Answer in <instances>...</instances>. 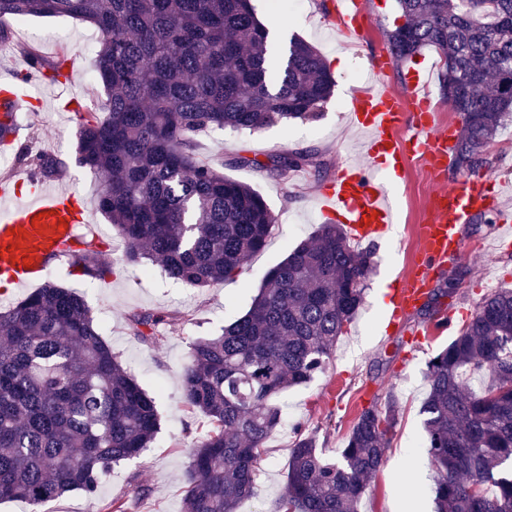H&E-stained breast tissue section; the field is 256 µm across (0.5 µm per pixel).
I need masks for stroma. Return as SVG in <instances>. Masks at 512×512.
I'll return each mask as SVG.
<instances>
[{"label": "stroma", "instance_id": "stroma-1", "mask_svg": "<svg viewBox=\"0 0 512 512\" xmlns=\"http://www.w3.org/2000/svg\"><path fill=\"white\" fill-rule=\"evenodd\" d=\"M364 2V36L352 41L336 31L331 20L333 0H308L306 10L291 17L275 12L270 0H253L259 19L275 38V49L283 50L294 35L313 44L333 66L336 88L315 121L275 124L254 133L214 131L201 137L200 157L258 190L280 217L265 248L249 257L241 272L207 288L187 287L157 268L145 275L138 269L122 267L124 245L98 208L95 177L74 161L77 125L72 113L65 111L56 84L44 81L32 89L35 109L20 114L17 141L32 151L47 150L65 160L54 182L83 198L89 211V228L102 240L104 259L113 268L105 278H85L72 275L64 259L52 265L48 278L86 300L124 367L156 395L161 418V429L147 455L113 469L111 477L102 483L97 501L74 491L44 505L43 512H95L97 503L120 496L126 497L128 512H182L190 446L184 430L199 423L198 417L183 411L180 405L191 344L220 333L224 325L247 311L266 271L320 226L322 218L315 197L323 185L345 165L364 160L361 144L366 134L347 124L351 79L357 71L369 68L375 55L385 50V30L400 22L395 0ZM26 26L19 42L36 46L49 59L62 44L58 34L66 35L64 44L73 62L69 91L83 106L97 107L105 94L89 78L94 71L93 56L81 50L85 41L98 39L95 27L67 17L40 16L29 18ZM340 56L347 59L341 68L336 65ZM284 149L315 153L318 163L303 168L299 181L261 168L267 155ZM242 156L252 158V165H238ZM397 175L400 184L393 197L395 230L391 236L372 243L373 266L359 313L341 336L325 371L310 383L283 394V424L269 441L270 453L259 466L257 494L243 501L239 512H268L283 493L295 424L318 430L324 453L333 458L343 447L358 412L373 403L384 405L391 395L400 403V418L389 433L385 463L371 479L360 512H435L423 452L420 406L426 390L427 362L448 344L452 334L438 331L435 318L418 307L399 324L388 325L382 306L376 302L383 277L396 282L414 268L419 227L426 221L432 190L430 175L420 162L402 166ZM510 286L512 248L476 250L449 260L446 269L433 274L430 288L437 298L432 305L443 315L452 316L458 327L489 289ZM144 311H179L183 317L162 324L165 340L153 346L134 338L129 330V315ZM138 486L147 489L145 498H134L133 490Z\"/></svg>", "mask_w": 512, "mask_h": 512}]
</instances>
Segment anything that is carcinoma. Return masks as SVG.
Wrapping results in <instances>:
<instances>
[{
	"mask_svg": "<svg viewBox=\"0 0 512 512\" xmlns=\"http://www.w3.org/2000/svg\"><path fill=\"white\" fill-rule=\"evenodd\" d=\"M403 22L385 31L395 64L425 50L440 59L439 93L462 118L456 170L490 166L485 148L512 120V0H397ZM64 16L93 25L96 81L105 99L76 112L75 158L100 184L98 206L123 239L122 262L159 265L191 288L233 277L262 250L274 224L265 198L199 157L197 137L312 121L335 81L322 55L295 38L278 69L251 0H0V20ZM51 83L67 78L68 52L52 60L16 45ZM43 178L63 161L16 153ZM316 164L307 151L267 156L280 175ZM70 266L108 273L85 236ZM372 252L326 223L265 274L248 310L196 340L181 404L205 419L185 431L184 512H237L254 495L260 462L283 424L279 397L326 369L363 303ZM165 316H130L134 336L157 344ZM487 369L472 390L467 374ZM420 412L434 472L436 512H512V288L480 299L448 346L427 363ZM395 397L360 410L334 459L317 432H297L286 491L272 512H359L397 423ZM160 430L156 397L123 367L85 300L46 282L0 311V502L33 512L73 491L96 498L115 466L141 458Z\"/></svg>",
	"mask_w": 512,
	"mask_h": 512,
	"instance_id": "1",
	"label": "carcinoma"
}]
</instances>
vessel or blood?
I'll list each match as a JSON object with an SVG mask.
<instances>
[{
	"mask_svg": "<svg viewBox=\"0 0 512 512\" xmlns=\"http://www.w3.org/2000/svg\"><path fill=\"white\" fill-rule=\"evenodd\" d=\"M334 11L339 31L348 37L358 35L362 0H336ZM392 65L389 52L377 55L369 83L351 94L349 120L369 134L362 144L368 165H348L334 183L320 190L318 201L323 218L345 224L350 239H376L390 231L395 219L391 187L380 160L425 163L433 183L428 220L420 228L419 262L390 299L392 316L398 319L426 296L433 270L465 254L462 225L476 213L493 210L497 202L484 175L447 182L444 172L456 130L440 129L434 113L424 106L428 87L424 71L407 70L411 101L403 103L384 82ZM85 222L86 207L74 192L42 180L31 196L21 200L12 182L1 181L0 281L14 288L38 285L53 262L67 257Z\"/></svg>",
	"mask_w": 512,
	"mask_h": 512,
	"instance_id": "obj_1",
	"label": "vessel or blood"
}]
</instances>
